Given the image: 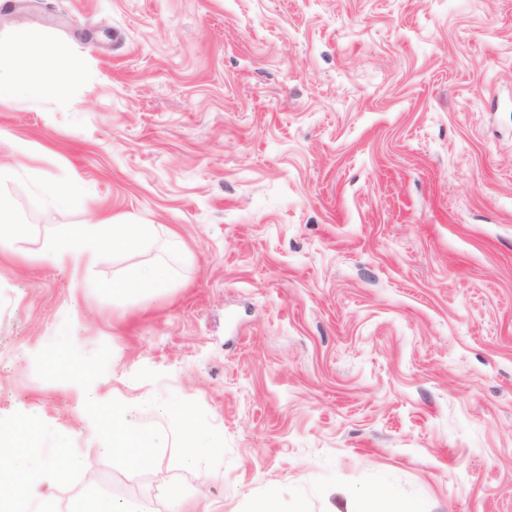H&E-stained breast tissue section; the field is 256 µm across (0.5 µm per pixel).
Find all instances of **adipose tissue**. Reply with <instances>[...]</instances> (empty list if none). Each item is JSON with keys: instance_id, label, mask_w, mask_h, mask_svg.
Wrapping results in <instances>:
<instances>
[{"instance_id": "1", "label": "adipose tissue", "mask_w": 512, "mask_h": 512, "mask_svg": "<svg viewBox=\"0 0 512 512\" xmlns=\"http://www.w3.org/2000/svg\"><path fill=\"white\" fill-rule=\"evenodd\" d=\"M29 57L32 64L25 69L19 57L1 51L0 73L25 70L26 92L33 97L49 77L57 74L59 63L56 57L44 55L37 47L31 49ZM100 232L97 224H84L76 229L62 226L56 240L42 255L59 265L91 264L100 244ZM112 447L133 466L145 465L155 455L151 437L129 429L117 417L112 420ZM73 473V468L60 466L54 458L42 456L38 449L15 448L12 428L0 424V512H44L34 488L66 483Z\"/></svg>"}]
</instances>
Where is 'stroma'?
Returning a JSON list of instances; mask_svg holds the SVG:
<instances>
[{"label": "stroma", "mask_w": 512, "mask_h": 512, "mask_svg": "<svg viewBox=\"0 0 512 512\" xmlns=\"http://www.w3.org/2000/svg\"><path fill=\"white\" fill-rule=\"evenodd\" d=\"M33 39L75 68L0 75V422L97 472L50 512H512V0H0V50ZM103 221L156 232L38 260ZM101 225L82 224L77 229L61 225L56 240L42 251V257L59 265L93 263L100 244ZM168 284V273L162 267H154L149 271H138L132 275L130 281L125 284H117L114 286L113 291L118 290L120 293L133 290L135 288H124L132 285H146L149 288L163 289L167 288ZM112 449L128 464L142 466L152 460L158 448H154L151 437L126 427L118 413H112ZM182 429L180 432L183 459L192 460L197 455V448L195 446L198 430L190 419L187 412L183 413L181 417Z\"/></svg>", "instance_id": "stroma-1"}]
</instances>
